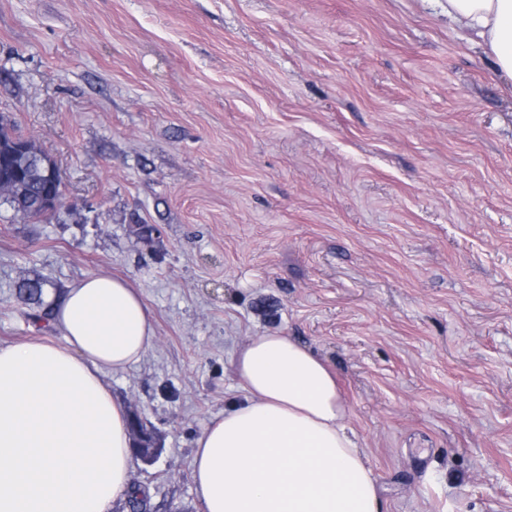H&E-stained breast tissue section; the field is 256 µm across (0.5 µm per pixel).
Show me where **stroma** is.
I'll return each mask as SVG.
<instances>
[{
    "label": "stroma",
    "mask_w": 512,
    "mask_h": 512,
    "mask_svg": "<svg viewBox=\"0 0 512 512\" xmlns=\"http://www.w3.org/2000/svg\"><path fill=\"white\" fill-rule=\"evenodd\" d=\"M0 114L64 182L49 222L0 206V344L61 341L24 277L140 291L156 339L104 382L161 438L151 512H204L195 441L280 331L382 512H512V87L445 0H0ZM45 285V282L39 277L23 278L17 283L16 288H18V294L22 301L41 307L44 303Z\"/></svg>",
    "instance_id": "obj_1"
}]
</instances>
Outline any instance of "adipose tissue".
<instances>
[{
  "mask_svg": "<svg viewBox=\"0 0 512 512\" xmlns=\"http://www.w3.org/2000/svg\"><path fill=\"white\" fill-rule=\"evenodd\" d=\"M512 81V0H447ZM62 342L0 345V512H111L131 491L129 418L105 385L155 341L150 311L121 279L91 275L52 304ZM245 394L196 440L205 512H381L375 478L346 424L336 376L282 333L234 354Z\"/></svg>",
  "mask_w": 512,
  "mask_h": 512,
  "instance_id": "adipose-tissue-1",
  "label": "adipose tissue"
}]
</instances>
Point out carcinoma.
<instances>
[{
    "label": "carcinoma",
    "instance_id": "1",
    "mask_svg": "<svg viewBox=\"0 0 512 512\" xmlns=\"http://www.w3.org/2000/svg\"><path fill=\"white\" fill-rule=\"evenodd\" d=\"M52 159L33 140L19 136L11 120L0 114V182L10 192L14 216L23 221L43 222L48 214L41 205L43 195L59 193V185L47 173ZM18 294L27 304L43 305L45 282L23 278Z\"/></svg>",
    "mask_w": 512,
    "mask_h": 512
}]
</instances>
